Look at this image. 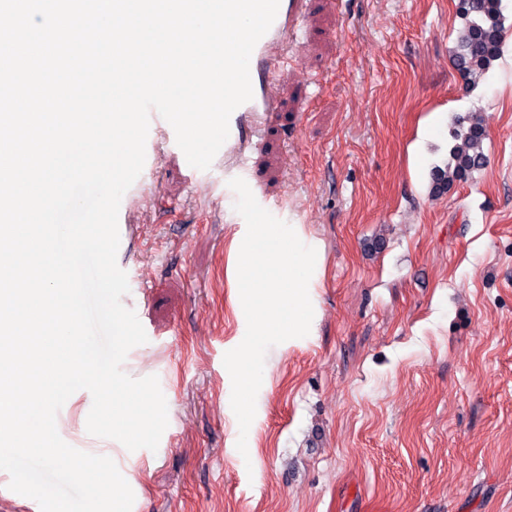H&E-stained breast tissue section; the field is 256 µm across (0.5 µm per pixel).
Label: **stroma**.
I'll return each mask as SVG.
<instances>
[{
    "instance_id": "obj_1",
    "label": "stroma",
    "mask_w": 512,
    "mask_h": 512,
    "mask_svg": "<svg viewBox=\"0 0 512 512\" xmlns=\"http://www.w3.org/2000/svg\"><path fill=\"white\" fill-rule=\"evenodd\" d=\"M503 53L470 84L459 0H310L252 123L267 197L316 252L310 332L266 354L248 452L225 353L246 332V233L223 166L190 180L160 151L131 212V288L158 376L157 450L90 435L88 391L60 409L75 448L111 457L132 512H512V0ZM487 160L447 172L459 121Z\"/></svg>"
}]
</instances>
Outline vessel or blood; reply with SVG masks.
<instances>
[{
    "label": "vessel or blood",
    "instance_id": "vessel-or-blood-1",
    "mask_svg": "<svg viewBox=\"0 0 512 512\" xmlns=\"http://www.w3.org/2000/svg\"><path fill=\"white\" fill-rule=\"evenodd\" d=\"M309 0H280L276 18L268 32L257 42L250 59V75L253 97L239 106L230 117L229 137L219 151L221 157H235L238 175L251 189L254 197H261V184L251 171L248 161L255 145L243 134L247 117L273 111L275 100L271 94L272 69L283 60L285 50L296 36L298 23L304 15ZM144 186L143 180H136L124 194L119 209L120 245L117 262L121 269H128V254L133 233L129 227V213L135 197Z\"/></svg>",
    "mask_w": 512,
    "mask_h": 512
}]
</instances>
